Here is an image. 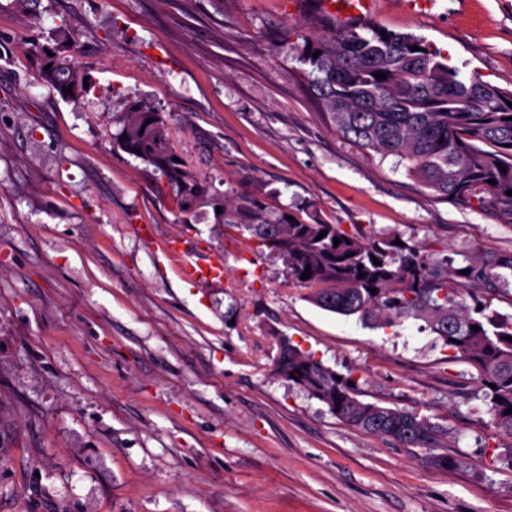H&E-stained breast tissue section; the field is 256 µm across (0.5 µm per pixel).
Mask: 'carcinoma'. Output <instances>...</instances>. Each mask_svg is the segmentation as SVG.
Listing matches in <instances>:
<instances>
[{"label": "carcinoma", "instance_id": "cac0c4a2", "mask_svg": "<svg viewBox=\"0 0 512 512\" xmlns=\"http://www.w3.org/2000/svg\"><path fill=\"white\" fill-rule=\"evenodd\" d=\"M381 32L375 25L335 30L308 44L309 54L300 56L311 68L313 90L336 132L382 161L395 157L396 165L406 164L408 176L437 201L466 202L478 190L490 194L501 223L512 224V196L506 195L512 190V91L491 85L475 71H461L422 37ZM45 49L36 43L26 48L42 82L64 99L86 94L72 60L55 47L49 55ZM380 72L386 78L377 79ZM119 124L114 144L161 173L181 208L189 210L205 187L184 161L174 160L177 153L162 113L137 102ZM287 216L244 195L234 199L233 208H224V223L276 252L321 309L356 317L371 329L408 318L425 322L451 351L450 359L476 369L479 400L498 431L512 440V318L488 313L491 296L509 287L502 272H512V252L438 258L399 245L394 237L364 242L317 217L306 222ZM323 231L326 236L318 238ZM336 237L341 240L337 246ZM308 267L310 277L303 280ZM476 286L486 291L485 299L472 294ZM275 368L356 430L398 447H440L429 419L360 400L352 377L336 379L338 373L286 338L278 341Z\"/></svg>", "mask_w": 512, "mask_h": 512}]
</instances>
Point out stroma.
I'll list each match as a JSON object with an SVG mask.
<instances>
[{
    "label": "stroma",
    "mask_w": 512,
    "mask_h": 512,
    "mask_svg": "<svg viewBox=\"0 0 512 512\" xmlns=\"http://www.w3.org/2000/svg\"><path fill=\"white\" fill-rule=\"evenodd\" d=\"M371 22L512 90V0H376ZM332 27L315 0H0V512H512V441L475 369L421 321L317 307L216 212L234 191L366 242L512 252L493 205L432 199L322 118L299 55ZM33 41L72 45L89 92L43 84ZM134 99L209 185L189 213L112 144ZM212 256L222 280L181 277ZM282 335L428 418L456 466L276 375Z\"/></svg>",
    "instance_id": "1"
}]
</instances>
